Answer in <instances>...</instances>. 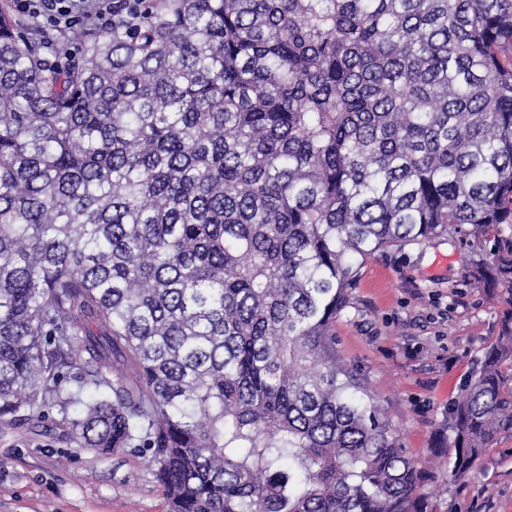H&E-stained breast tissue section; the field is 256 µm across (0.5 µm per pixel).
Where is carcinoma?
Masks as SVG:
<instances>
[{
	"label": "carcinoma",
	"instance_id": "obj_1",
	"mask_svg": "<svg viewBox=\"0 0 512 512\" xmlns=\"http://www.w3.org/2000/svg\"><path fill=\"white\" fill-rule=\"evenodd\" d=\"M115 10L54 61L0 10V418L75 407L168 512H423L331 326L372 254L471 237L504 313L448 477L512 433V0Z\"/></svg>",
	"mask_w": 512,
	"mask_h": 512
}]
</instances>
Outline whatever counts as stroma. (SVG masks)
<instances>
[{"label": "stroma", "instance_id": "1", "mask_svg": "<svg viewBox=\"0 0 512 512\" xmlns=\"http://www.w3.org/2000/svg\"><path fill=\"white\" fill-rule=\"evenodd\" d=\"M472 246L452 235L363 261L336 315V355L358 377L423 474L426 512H512V435L499 436L462 482L452 408L503 308L469 276ZM59 409L45 422L0 419V512H167L149 457L100 456L69 440Z\"/></svg>", "mask_w": 512, "mask_h": 512}]
</instances>
